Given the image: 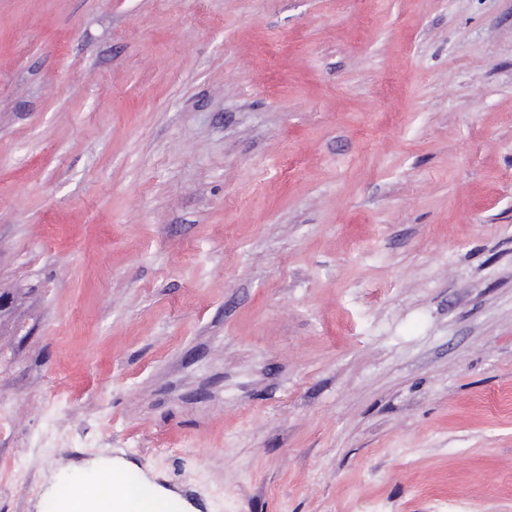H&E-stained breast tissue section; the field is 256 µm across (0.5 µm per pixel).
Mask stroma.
<instances>
[{
  "label": "stroma",
  "mask_w": 512,
  "mask_h": 512,
  "mask_svg": "<svg viewBox=\"0 0 512 512\" xmlns=\"http://www.w3.org/2000/svg\"><path fill=\"white\" fill-rule=\"evenodd\" d=\"M103 454L512 512V0H0V512Z\"/></svg>",
  "instance_id": "obj_1"
}]
</instances>
